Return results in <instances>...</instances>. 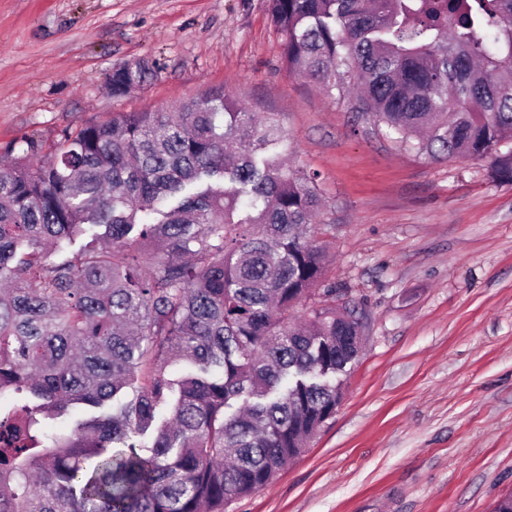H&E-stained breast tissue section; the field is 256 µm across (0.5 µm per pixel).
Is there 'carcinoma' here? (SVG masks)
Masks as SVG:
<instances>
[{"label": "carcinoma", "mask_w": 512, "mask_h": 512, "mask_svg": "<svg viewBox=\"0 0 512 512\" xmlns=\"http://www.w3.org/2000/svg\"><path fill=\"white\" fill-rule=\"evenodd\" d=\"M269 9L290 73L512 182V0ZM147 74L113 69L112 94ZM54 151L0 167V512H226L336 414L360 351L311 242L317 175L284 163L275 114L221 91L64 129Z\"/></svg>", "instance_id": "obj_1"}]
</instances>
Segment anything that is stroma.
<instances>
[{
  "label": "stroma",
  "instance_id": "1",
  "mask_svg": "<svg viewBox=\"0 0 512 512\" xmlns=\"http://www.w3.org/2000/svg\"><path fill=\"white\" fill-rule=\"evenodd\" d=\"M282 42L268 0H0V161L214 89L275 113L318 175L314 241L363 350L305 452L228 512H492L512 492V182L398 147L289 73ZM135 62L151 76L112 96Z\"/></svg>",
  "mask_w": 512,
  "mask_h": 512
}]
</instances>
